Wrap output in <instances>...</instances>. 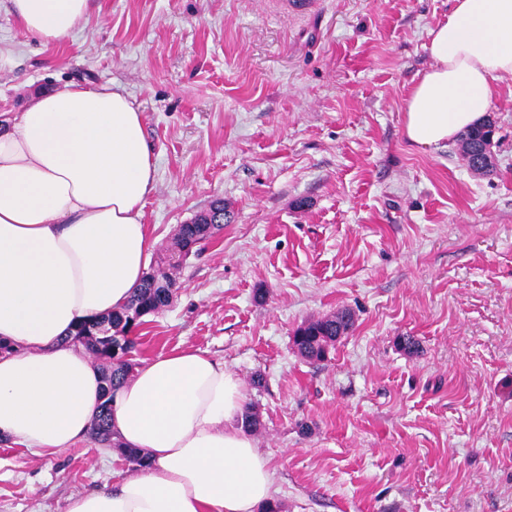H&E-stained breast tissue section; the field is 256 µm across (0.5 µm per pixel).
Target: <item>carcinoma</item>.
<instances>
[{"label": "carcinoma", "mask_w": 512, "mask_h": 512, "mask_svg": "<svg viewBox=\"0 0 512 512\" xmlns=\"http://www.w3.org/2000/svg\"><path fill=\"white\" fill-rule=\"evenodd\" d=\"M495 122L486 116L483 122L470 127L461 135L460 156L467 167L476 172L489 173L493 170L492 161L483 154L484 145L494 134ZM224 228V207L211 206L208 210L194 216L190 222L178 225L167 250L173 255L162 254L158 265H169L167 271L151 270L146 273L142 284L119 311L98 321V325L110 332L105 336L96 332H87L88 323L80 324L74 341L82 345L102 365L101 375L105 383V394L119 386L131 372L129 354L135 349L133 331L144 318L157 315L167 307L173 292L178 288L176 273L178 258L185 257L191 249L201 242L212 238ZM353 324V317L347 310H339L327 317L309 320L301 325L292 336L294 349L305 359L321 361L327 355L336 340L346 334ZM111 398H106L95 416L90 436L102 445L113 441L111 425Z\"/></svg>", "instance_id": "obj_1"}]
</instances>
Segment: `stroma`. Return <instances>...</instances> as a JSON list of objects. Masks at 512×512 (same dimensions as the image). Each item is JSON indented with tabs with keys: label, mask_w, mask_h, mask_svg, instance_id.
Here are the masks:
<instances>
[{
	"label": "stroma",
	"mask_w": 512,
	"mask_h": 512,
	"mask_svg": "<svg viewBox=\"0 0 512 512\" xmlns=\"http://www.w3.org/2000/svg\"><path fill=\"white\" fill-rule=\"evenodd\" d=\"M451 7L93 0L46 47L0 0V114L72 82L143 113L150 261L223 201L132 362L193 347L239 376L282 512H512V77L487 110L490 174L403 130ZM341 309L354 325L328 359L298 355L294 330ZM138 471L88 438L36 464L1 440L0 512H63Z\"/></svg>",
	"instance_id": "1"
}]
</instances>
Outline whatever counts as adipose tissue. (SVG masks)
<instances>
[{"mask_svg": "<svg viewBox=\"0 0 512 512\" xmlns=\"http://www.w3.org/2000/svg\"><path fill=\"white\" fill-rule=\"evenodd\" d=\"M92 0H9L51 47ZM432 63L404 110L406 139L453 142L482 121L512 76V0H454L429 32ZM156 164L141 112L108 86H66L0 118V436L37 459L83 440L103 400L101 372L67 343L76 325L120 310L153 244L142 222ZM241 380L186 347L138 366L112 394V428L148 465L64 512H259L273 475L241 425Z\"/></svg>", "mask_w": 512, "mask_h": 512, "instance_id": "1", "label": "adipose tissue"}]
</instances>
